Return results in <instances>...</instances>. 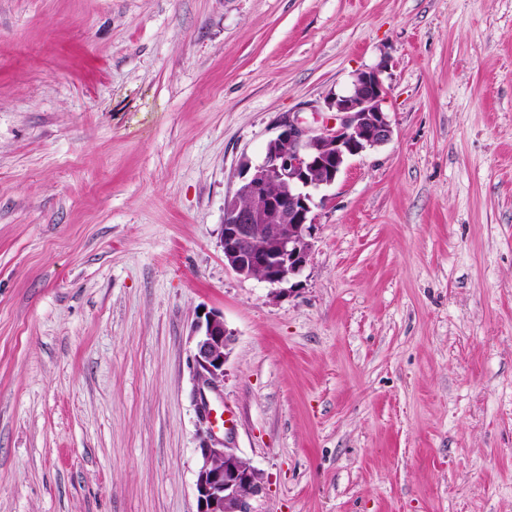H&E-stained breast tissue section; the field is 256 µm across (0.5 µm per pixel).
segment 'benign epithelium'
I'll return each instance as SVG.
<instances>
[{"label":"benign epithelium","instance_id":"1","mask_svg":"<svg viewBox=\"0 0 512 512\" xmlns=\"http://www.w3.org/2000/svg\"><path fill=\"white\" fill-rule=\"evenodd\" d=\"M384 70L354 75L349 91L327 101L333 116L316 127L298 116L267 144L262 161H246L234 193L224 199L219 243L224 265L244 278L258 277L281 294L297 286L312 249L317 224L314 195L331 186L347 160L387 143L393 134L385 99ZM281 190L270 192L272 183ZM261 199L257 208L241 207L240 197ZM192 361L198 414L209 433L200 449L195 489L197 512H253L251 500L263 491L261 474L216 436L214 409L206 392L224 383L233 334L224 318L207 313L193 327Z\"/></svg>","mask_w":512,"mask_h":512}]
</instances>
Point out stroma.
<instances>
[{
	"label": "stroma",
	"instance_id": "1",
	"mask_svg": "<svg viewBox=\"0 0 512 512\" xmlns=\"http://www.w3.org/2000/svg\"><path fill=\"white\" fill-rule=\"evenodd\" d=\"M383 69L299 288L243 162ZM254 512H512V0H0V512H197L200 312Z\"/></svg>",
	"mask_w": 512,
	"mask_h": 512
}]
</instances>
